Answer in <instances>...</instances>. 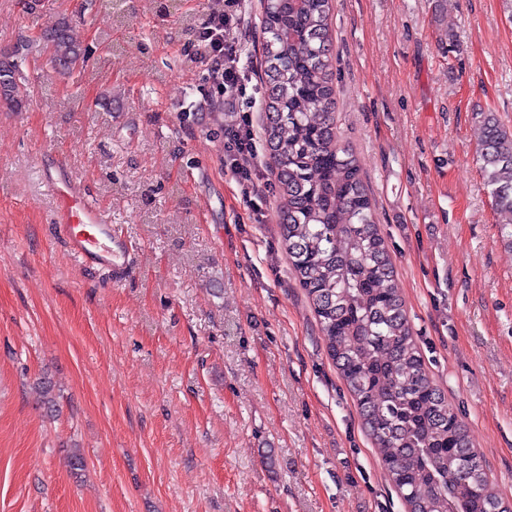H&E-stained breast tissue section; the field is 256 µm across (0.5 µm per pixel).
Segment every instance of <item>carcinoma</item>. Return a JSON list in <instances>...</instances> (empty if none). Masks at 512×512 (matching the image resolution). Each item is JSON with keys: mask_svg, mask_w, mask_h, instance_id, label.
I'll use <instances>...</instances> for the list:
<instances>
[{"mask_svg": "<svg viewBox=\"0 0 512 512\" xmlns=\"http://www.w3.org/2000/svg\"><path fill=\"white\" fill-rule=\"evenodd\" d=\"M331 0H264V128L281 192L282 236L329 356L354 397L408 512H512L467 431L430 379L413 339L371 198L338 143ZM45 38L64 72L83 61L66 21ZM19 64L0 56V100L19 108ZM480 171L495 209L512 216V129L485 112ZM38 389L48 410L55 386Z\"/></svg>", "mask_w": 512, "mask_h": 512, "instance_id": "obj_1", "label": "carcinoma"}]
</instances>
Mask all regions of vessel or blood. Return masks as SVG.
Here are the masks:
<instances>
[{
  "instance_id": "1",
  "label": "vessel or blood",
  "mask_w": 512,
  "mask_h": 512,
  "mask_svg": "<svg viewBox=\"0 0 512 512\" xmlns=\"http://www.w3.org/2000/svg\"><path fill=\"white\" fill-rule=\"evenodd\" d=\"M50 188L56 202L57 229L71 254L85 265L119 270L129 258V250L81 183L59 178L51 182Z\"/></svg>"
}]
</instances>
